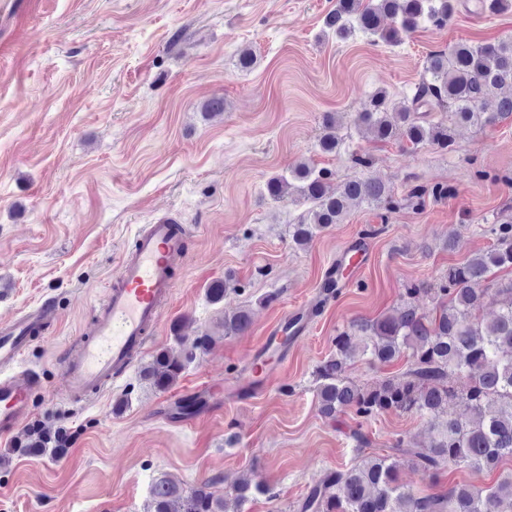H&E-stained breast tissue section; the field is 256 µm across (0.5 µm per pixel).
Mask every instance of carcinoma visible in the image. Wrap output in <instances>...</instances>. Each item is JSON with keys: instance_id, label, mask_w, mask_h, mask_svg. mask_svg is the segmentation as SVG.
<instances>
[{"instance_id": "carcinoma-1", "label": "carcinoma", "mask_w": 512, "mask_h": 512, "mask_svg": "<svg viewBox=\"0 0 512 512\" xmlns=\"http://www.w3.org/2000/svg\"><path fill=\"white\" fill-rule=\"evenodd\" d=\"M454 13L453 0H336L324 18V27L338 41L358 35L371 43L399 45L404 37L431 24L444 26ZM498 96L497 111L487 112L485 100ZM512 116V38L494 43H456L426 58L421 81L398 104L384 90L375 92L357 123L374 140L407 143L413 149L453 148L456 127L484 126ZM319 150L346 153L354 165L368 168L369 154L353 148L338 133L337 117H323ZM332 173L308 161L288 173L271 177L266 192L273 200L291 195L307 205L288 233L298 248L308 246L321 232L343 221L360 204L391 210L396 201L379 179L350 178L330 190ZM445 198L444 186H415L409 197L426 194ZM492 245L432 283L412 285L400 296L395 313L357 319L334 338L335 351L314 370L321 414L335 418L352 412L368 420L398 412L427 419L435 432L426 448L398 439L385 454L363 456L352 467L331 472L311 487L299 512H512V472L486 487L455 485L446 492L416 496L398 482L392 457L401 454L433 476L445 468L493 469L512 458V282L489 284L495 269H512V217L494 219L485 229ZM231 277L208 290L211 302L227 299ZM433 302L424 310L420 298ZM499 305L490 320L478 312L485 302ZM251 312L245 306L224 311V335L244 333ZM179 354L156 353L143 368V377L157 389H167L193 364L210 343L209 336L190 338L176 333ZM390 364L405 359L395 375L359 384L347 375L356 355ZM29 453L54 454L62 448L59 435L43 429L31 432ZM270 490L239 484L233 502L214 495L208 486L186 492L170 479L155 480L149 512H241L252 492Z\"/></svg>"}]
</instances>
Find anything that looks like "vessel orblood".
Returning <instances> with one entry per match:
<instances>
[{
    "label": "vessel or blood",
    "mask_w": 512,
    "mask_h": 512,
    "mask_svg": "<svg viewBox=\"0 0 512 512\" xmlns=\"http://www.w3.org/2000/svg\"><path fill=\"white\" fill-rule=\"evenodd\" d=\"M186 256L183 226L161 220L139 230L133 251L122 256L118 276L99 301L91 332L63 352L64 387L71 400L100 392L143 351L160 324L163 307L173 298L175 273ZM54 309V303L47 302L0 323L1 439L13 438L34 415L31 398L43 379L39 371L25 367L24 357ZM288 317L296 322L292 333H285L283 325L273 326L252 352L244 390L264 391L287 366L289 349L306 333L297 312Z\"/></svg>",
    "instance_id": "vessel-or-blood-1"
}]
</instances>
